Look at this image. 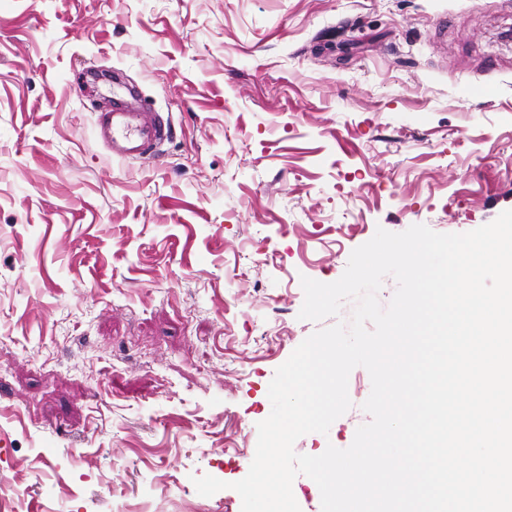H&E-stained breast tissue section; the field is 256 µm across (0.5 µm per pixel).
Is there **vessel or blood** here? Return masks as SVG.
Listing matches in <instances>:
<instances>
[{
    "mask_svg": "<svg viewBox=\"0 0 512 512\" xmlns=\"http://www.w3.org/2000/svg\"><path fill=\"white\" fill-rule=\"evenodd\" d=\"M96 123L113 156L121 159L152 155L155 147L168 137L159 120L127 111L119 102L112 111L98 114Z\"/></svg>",
    "mask_w": 512,
    "mask_h": 512,
    "instance_id": "1",
    "label": "vessel or blood"
}]
</instances>
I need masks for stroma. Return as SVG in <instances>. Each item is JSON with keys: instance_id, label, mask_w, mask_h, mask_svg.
<instances>
[{"instance_id": "35a3bbf8", "label": "stroma", "mask_w": 512, "mask_h": 512, "mask_svg": "<svg viewBox=\"0 0 512 512\" xmlns=\"http://www.w3.org/2000/svg\"><path fill=\"white\" fill-rule=\"evenodd\" d=\"M132 95L148 162L94 131ZM510 209L512 0H0V512H241L277 368L354 308L302 277Z\"/></svg>"}]
</instances>
